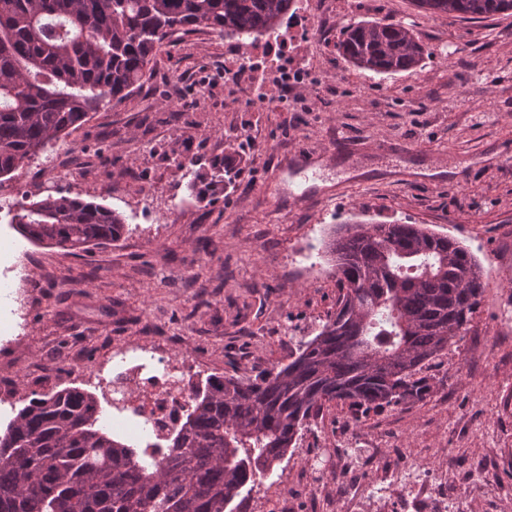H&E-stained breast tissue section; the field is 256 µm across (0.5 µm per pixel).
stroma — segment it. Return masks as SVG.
Masks as SVG:
<instances>
[{
  "instance_id": "1",
  "label": "stroma",
  "mask_w": 512,
  "mask_h": 512,
  "mask_svg": "<svg viewBox=\"0 0 512 512\" xmlns=\"http://www.w3.org/2000/svg\"><path fill=\"white\" fill-rule=\"evenodd\" d=\"M287 21L321 91L308 108L236 109L199 84L234 40L200 29L160 49L144 83L55 141L62 193L119 211L135 237L87 250L34 245L0 217V378L13 405L37 388L82 387L113 346L153 337L204 373L256 378L317 334L339 295L325 244L354 222L423 224L479 261L488 288L424 402L353 419L330 406L300 445L382 448L440 468L471 512L512 505V13L475 21L413 0H301ZM354 20L400 21L431 48L415 69L360 70L323 50ZM235 144L223 193L200 200L196 172ZM304 154L315 177L302 172ZM29 253L35 286L20 343L12 295Z\"/></svg>"
}]
</instances>
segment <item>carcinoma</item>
Segmentation results:
<instances>
[{
  "label": "carcinoma",
  "mask_w": 512,
  "mask_h": 512,
  "mask_svg": "<svg viewBox=\"0 0 512 512\" xmlns=\"http://www.w3.org/2000/svg\"><path fill=\"white\" fill-rule=\"evenodd\" d=\"M295 0H0V180L90 113L151 74L164 42L206 28L276 33ZM434 13L487 19L512 0H415ZM336 49L377 74L417 68L432 52L399 22L360 20ZM210 161L191 189L225 184L240 164ZM33 244L88 249L118 240L121 215L49 193L11 218ZM336 311L286 364L254 380L214 376L178 431L140 446L100 423L95 394L68 388L29 399L0 433V512H233L254 477L270 475L324 405L367 412L427 399L487 283L456 240L420 224H353L333 232Z\"/></svg>",
  "instance_id": "1"
}]
</instances>
